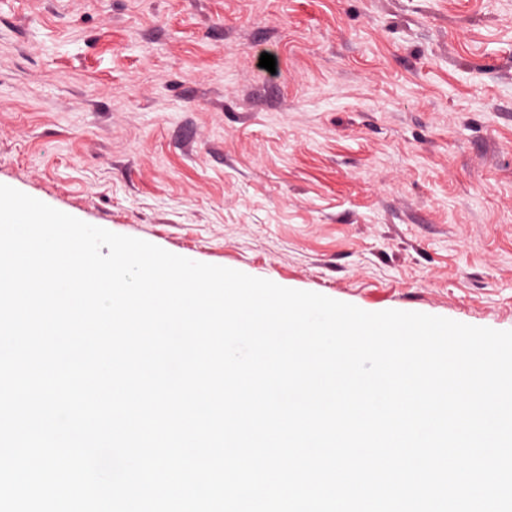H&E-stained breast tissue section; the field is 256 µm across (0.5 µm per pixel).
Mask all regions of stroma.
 <instances>
[{
  "label": "stroma",
  "instance_id": "1",
  "mask_svg": "<svg viewBox=\"0 0 512 512\" xmlns=\"http://www.w3.org/2000/svg\"><path fill=\"white\" fill-rule=\"evenodd\" d=\"M0 184L368 312L512 330V0H0Z\"/></svg>",
  "mask_w": 512,
  "mask_h": 512
}]
</instances>
